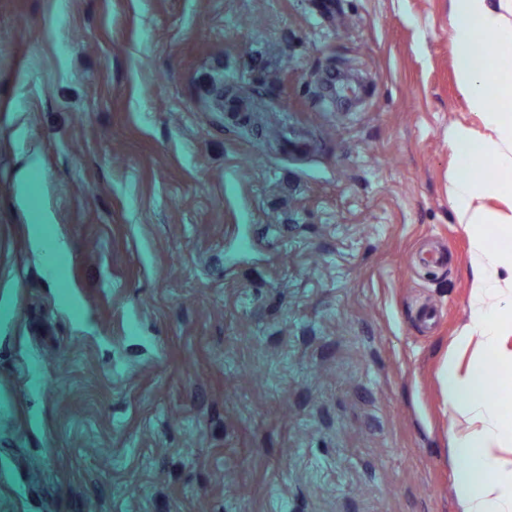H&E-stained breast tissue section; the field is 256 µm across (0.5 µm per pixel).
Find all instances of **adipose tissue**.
I'll use <instances>...</instances> for the list:
<instances>
[{"instance_id":"obj_1","label":"adipose tissue","mask_w":512,"mask_h":512,"mask_svg":"<svg viewBox=\"0 0 512 512\" xmlns=\"http://www.w3.org/2000/svg\"><path fill=\"white\" fill-rule=\"evenodd\" d=\"M458 90L486 129L478 135L453 131L457 158L451 202L472 243L470 306L480 341L467 370L448 353V407L470 424L453 438L456 492L462 512H512V471L497 473L496 449L512 446V413L491 399V368L512 370V352L502 343L512 334V0H449ZM480 197L499 203L488 209Z\"/></svg>"}]
</instances>
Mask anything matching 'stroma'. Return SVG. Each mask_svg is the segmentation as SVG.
Instances as JSON below:
<instances>
[{
  "mask_svg": "<svg viewBox=\"0 0 512 512\" xmlns=\"http://www.w3.org/2000/svg\"><path fill=\"white\" fill-rule=\"evenodd\" d=\"M454 58L448 0H0V512H461Z\"/></svg>",
  "mask_w": 512,
  "mask_h": 512,
  "instance_id": "35a3bbf8",
  "label": "stroma"
}]
</instances>
